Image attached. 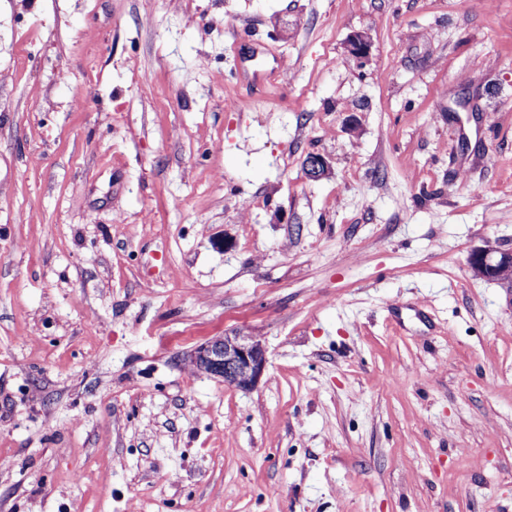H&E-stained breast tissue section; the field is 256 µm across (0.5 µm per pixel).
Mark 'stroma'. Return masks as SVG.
<instances>
[{"mask_svg":"<svg viewBox=\"0 0 512 512\" xmlns=\"http://www.w3.org/2000/svg\"><path fill=\"white\" fill-rule=\"evenodd\" d=\"M484 248L512 0H0V512H512ZM193 363L200 372L247 391L258 384L267 361L259 341L238 331L233 335L217 336L197 347Z\"/></svg>","mask_w":512,"mask_h":512,"instance_id":"35a3bbf8","label":"stroma"}]
</instances>
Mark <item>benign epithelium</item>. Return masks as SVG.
I'll use <instances>...</instances> for the list:
<instances>
[{"instance_id": "1", "label": "benign epithelium", "mask_w": 512, "mask_h": 512, "mask_svg": "<svg viewBox=\"0 0 512 512\" xmlns=\"http://www.w3.org/2000/svg\"><path fill=\"white\" fill-rule=\"evenodd\" d=\"M370 41L362 34L354 35L348 42L349 53L362 58L369 53ZM327 159L319 153H310L304 160V173L310 180L320 179L328 170ZM512 265V251L483 249L470 256L475 273L489 278L499 265ZM193 363L197 370L218 377L225 384L240 390L254 388L266 367L263 346L253 337L238 331L232 335L217 336L196 348Z\"/></svg>"}]
</instances>
